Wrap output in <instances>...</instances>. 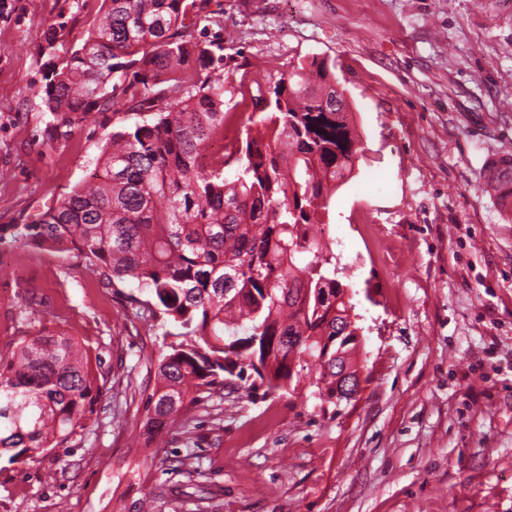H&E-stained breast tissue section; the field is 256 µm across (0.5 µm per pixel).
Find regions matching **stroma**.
Returning a JSON list of instances; mask_svg holds the SVG:
<instances>
[{"mask_svg": "<svg viewBox=\"0 0 512 512\" xmlns=\"http://www.w3.org/2000/svg\"><path fill=\"white\" fill-rule=\"evenodd\" d=\"M223 42L224 127L299 60L336 65L362 154L329 211L352 287L357 402L238 392L146 439L166 326L77 252L0 244V356L42 332L100 359L94 424L38 462L0 460V512H512V218L483 185L512 152V0H197ZM101 0H0V225L29 224L89 179L109 133L161 100L88 114L48 139L45 32L80 46ZM123 423H115L114 413Z\"/></svg>", "mask_w": 512, "mask_h": 512, "instance_id": "35a3bbf8", "label": "stroma"}]
</instances>
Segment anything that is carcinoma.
I'll use <instances>...</instances> for the list:
<instances>
[{"label":"carcinoma","mask_w":512,"mask_h":512,"mask_svg":"<svg viewBox=\"0 0 512 512\" xmlns=\"http://www.w3.org/2000/svg\"><path fill=\"white\" fill-rule=\"evenodd\" d=\"M196 0H102L78 48L47 55L40 93L48 110L77 125L109 112L117 79L155 87L165 106L112 132L95 176L32 224L0 225V243L78 251L105 286L134 280L131 300L177 329L146 398L144 432L191 442L185 414L201 395L252 377L267 397L288 379H310L326 402L335 373L336 310L346 287L325 221L352 177L360 137L334 65L302 60L254 98L245 138L220 157L224 56L187 40ZM101 394L89 351L74 336L46 333L0 358V449L11 464L38 460L86 430Z\"/></svg>","instance_id":"1"}]
</instances>
